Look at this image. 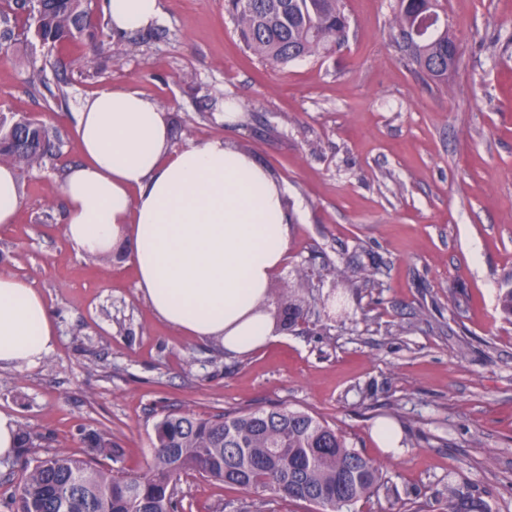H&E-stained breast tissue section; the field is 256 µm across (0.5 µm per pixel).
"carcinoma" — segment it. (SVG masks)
<instances>
[{"mask_svg":"<svg viewBox=\"0 0 512 512\" xmlns=\"http://www.w3.org/2000/svg\"><path fill=\"white\" fill-rule=\"evenodd\" d=\"M25 29L44 43L65 46L94 36L100 18L85 0H13ZM240 41L256 57L287 65L341 49L348 20L340 0H225ZM439 0H399L390 35L411 65L437 83L448 80V57L457 44L448 27L417 38L413 29ZM24 153L8 140L0 156L29 164L53 155L49 130L24 134ZM499 307L512 321V275L503 280ZM85 457L56 454L27 459L12 499L15 512H177L178 484L192 473L245 489L303 501L317 512H350L385 488L380 463L351 446L337 429L308 412L274 408L211 417L164 413L154 424L152 460L136 475L96 467L112 459V437L83 435ZM446 512H490L485 501L448 488Z\"/></svg>","mask_w":512,"mask_h":512,"instance_id":"carcinoma-1","label":"carcinoma"}]
</instances>
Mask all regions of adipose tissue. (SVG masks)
Segmentation results:
<instances>
[{
    "instance_id": "1",
    "label": "adipose tissue",
    "mask_w": 512,
    "mask_h": 512,
    "mask_svg": "<svg viewBox=\"0 0 512 512\" xmlns=\"http://www.w3.org/2000/svg\"><path fill=\"white\" fill-rule=\"evenodd\" d=\"M113 34L148 29L158 0H105ZM163 112L112 86L84 100L75 135L83 159L63 184L66 237L96 254L124 243L137 289L184 335L247 355L274 341L266 308L284 268L295 214L287 189L251 155L221 139L174 149ZM42 295L0 273V368L36 365L54 348Z\"/></svg>"
}]
</instances>
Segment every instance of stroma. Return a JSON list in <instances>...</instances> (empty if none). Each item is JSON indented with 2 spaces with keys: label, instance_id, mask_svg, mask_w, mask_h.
<instances>
[{
  "label": "stroma",
  "instance_id": "1",
  "mask_svg": "<svg viewBox=\"0 0 512 512\" xmlns=\"http://www.w3.org/2000/svg\"><path fill=\"white\" fill-rule=\"evenodd\" d=\"M395 4L341 0L345 46L285 66L245 50L224 0H159L158 25L104 28L94 52L0 42V114L37 118L57 147L19 167L21 205L0 227V273L42 294L57 331L40 364L0 369V411L31 434L27 457L83 456L97 431L119 449L101 468L136 474L164 413L286 406L381 464L391 496L356 512H444L452 487L512 512V324L498 309L512 273V0H441L459 50L442 84L391 39ZM112 85L167 112L173 147L221 137L285 180L299 217L269 306L281 314L296 293L304 325L228 355L154 315L124 247L87 255L66 238L75 115ZM227 99L244 114L231 128L215 118ZM383 418L402 432L399 458L371 435ZM178 488L181 512H310L197 475Z\"/></svg>",
  "mask_w": 512,
  "mask_h": 512
}]
</instances>
